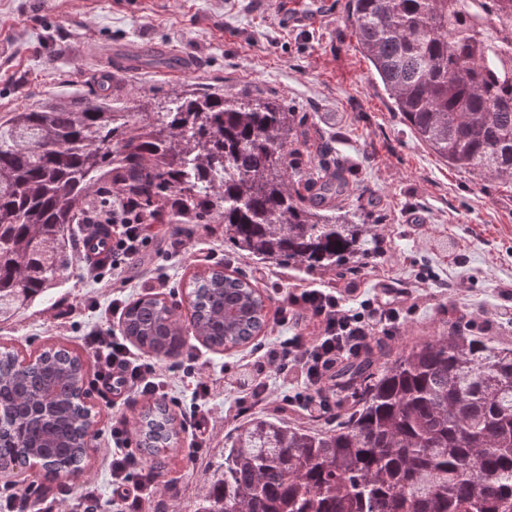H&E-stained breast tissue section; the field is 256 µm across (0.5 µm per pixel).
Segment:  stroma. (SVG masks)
Returning <instances> with one entry per match:
<instances>
[{
    "mask_svg": "<svg viewBox=\"0 0 512 512\" xmlns=\"http://www.w3.org/2000/svg\"><path fill=\"white\" fill-rule=\"evenodd\" d=\"M346 4L330 0L329 20L294 29L282 25L275 0H0V118L94 94L105 72L115 77L108 104L125 112L142 111L148 93L169 100L211 84L273 98L294 114L291 166L344 168L352 191L343 209L384 227L367 266L307 271L236 254L223 225L168 221L131 264L124 287H103L76 259L44 299L0 322V348L26 355L60 345L82 356L92 376L95 354L84 337L121 332V319L104 315L113 298L155 295L176 304L183 321L187 283L218 265L262 291L267 325L251 343L222 351L191 338L174 355L156 358L173 381L177 399L167 408L178 437L154 455L144 453L139 435L131 437L158 489L151 512H191L205 488L210 465L239 425L224 414L236 398L225 378L277 338L312 333L309 325L277 324L294 289L348 287L349 302L378 303L385 289L421 282L425 297L399 300V325L378 326L375 343L396 352L447 335L457 320L467 335L512 346V321L497 312L501 288L512 284V184L451 166L415 137L360 53ZM175 242L181 254L167 258ZM201 378L212 386L203 432L189 421ZM87 388L96 434L83 475L48 483L35 472L24 481L0 472V500L21 494L19 512H116L109 428L116 417L136 426L150 402L126 392L100 395L92 380Z\"/></svg>",
    "mask_w": 512,
    "mask_h": 512,
    "instance_id": "obj_1",
    "label": "stroma"
}]
</instances>
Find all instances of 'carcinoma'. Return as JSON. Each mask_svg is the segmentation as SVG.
I'll list each match as a JSON object with an SVG mask.
<instances>
[{"label":"carcinoma","instance_id":"carcinoma-1","mask_svg":"<svg viewBox=\"0 0 512 512\" xmlns=\"http://www.w3.org/2000/svg\"><path fill=\"white\" fill-rule=\"evenodd\" d=\"M487 0H350L347 20L397 111L448 164L512 182V59L477 31ZM293 115L277 101L185 89L137 120L96 94L25 108L0 122V318L44 297L78 250L89 214L102 229L133 194L143 224L168 211L222 224L237 251L271 265L334 270L375 256L379 225L335 204L348 189L327 168L286 164ZM193 336L214 349L249 343L266 322L263 295L214 269L188 283ZM124 333L160 355L182 343L165 301L124 310ZM350 412L322 432L253 417L229 440L194 512H512V348L448 335L340 373ZM81 357L47 347L0 351V462L19 447L43 477L83 472L89 454ZM143 445L168 447L159 404L140 422Z\"/></svg>","mask_w":512,"mask_h":512}]
</instances>
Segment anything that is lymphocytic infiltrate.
Instances as JSON below:
<instances>
[{"label": "lymphocytic infiltrate", "mask_w": 512, "mask_h": 512, "mask_svg": "<svg viewBox=\"0 0 512 512\" xmlns=\"http://www.w3.org/2000/svg\"><path fill=\"white\" fill-rule=\"evenodd\" d=\"M150 224L118 225L112 239V263L108 272H95L94 277L105 287L124 282L126 267L135 256L141 255L154 237ZM292 313L298 317L315 318L320 330L317 335H296L273 344L264 354L256 370L244 371L234 381L240 390L233 407L235 417L248 415L256 407L271 401L266 373L275 370H298L305 386L304 392L285 397V404L295 407L311 419L330 411L336 404L334 396L324 389L327 374L346 355L369 346L379 324L395 323V308L376 311L372 303L360 301L348 307L336 290L309 287L300 289L289 297ZM87 342L95 351L98 365L97 378L102 382L118 380L129 391L145 398H163L169 393V382L153 365L145 363L125 339L108 332L93 331ZM112 435V486L119 495L120 512H142L145 499L152 489L139 479L142 466L129 450V430L124 420L113 421Z\"/></svg>", "instance_id": "f902f5d3"}]
</instances>
